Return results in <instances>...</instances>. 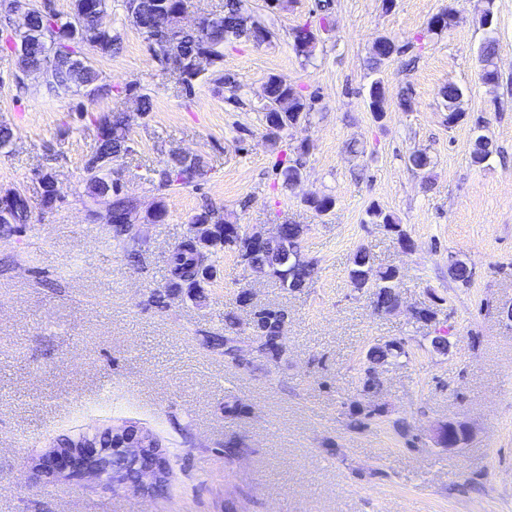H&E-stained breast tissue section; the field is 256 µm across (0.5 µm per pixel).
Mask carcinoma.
Instances as JSON below:
<instances>
[{
  "instance_id": "cac0c4a2",
  "label": "carcinoma",
  "mask_w": 512,
  "mask_h": 512,
  "mask_svg": "<svg viewBox=\"0 0 512 512\" xmlns=\"http://www.w3.org/2000/svg\"><path fill=\"white\" fill-rule=\"evenodd\" d=\"M167 12L157 15V0H124V7L130 21L148 40L150 47L162 68H168L172 58L190 60L200 58L206 65L194 70L180 69L176 72L183 95L190 97L195 91V81L204 74H209L211 82L217 88L235 87L234 78L216 69L224 57V45L235 39L254 41L259 38H271V31L261 22L252 19L244 9L243 0H224L221 12L198 27L186 28L179 25L178 15L184 11V0H167ZM107 10V0H72L70 13L63 17L46 0L43 6L33 8L28 15L16 21L13 19V0H0V15L3 16L4 30L0 39L9 49L19 48L17 52L18 67H40L48 64V52L56 46L62 61L51 67L49 79L45 82L51 93L67 91L74 87L84 89L86 95L95 97L103 92H112V86L103 83L99 70L83 52L87 47L95 54L112 56L122 49L119 34L103 27L99 16ZM454 15L445 10L431 18L428 30L441 34L452 25ZM292 43H300L304 49L298 56L309 59L317 46V30L308 22L299 24L289 33ZM399 50L395 42L387 37L375 40L372 46L371 62L375 70L390 59V55ZM496 42L493 39L484 42L482 62H484L483 79L494 83L498 80V71L494 66ZM268 98L264 104L266 127H274L280 133L296 122L308 120L311 106L306 98L293 85L280 77L271 75L267 79ZM444 106L448 110V124L454 125L465 116L462 107V90L450 83L440 92ZM386 88L383 79L372 82L368 90L367 106L375 118L381 119L386 113ZM97 123V146L86 160L83 173L89 194L98 202L106 205L107 221L112 224V237L125 241L131 237L127 215L134 213V221H139L137 202L114 187L103 173L112 167V162L133 151L134 140L131 138L126 116L119 110L102 116ZM305 147L297 148V157L288 160V164L278 169L281 186L290 187L303 176L304 162L302 156ZM493 153L491 140L479 136L475 140L472 162L482 164ZM205 175L204 162L198 156L172 153L158 170V189L167 190L186 187ZM8 209L9 217L0 220V231L12 230L14 224H26L30 219L29 205L26 197L16 190L13 200L7 202L0 197ZM368 223L382 224L398 236L403 249L411 248V241L406 236L392 214L373 205L367 210ZM192 230L169 253L167 264L171 274V287L175 290L187 289L188 296L195 300L204 297V288L208 282L201 275H213L216 269L212 257L225 250L233 251L238 258L256 265L265 274L276 278L282 288L295 292L309 286L312 279L311 264L297 261L282 263L290 253L298 254L303 249L304 230L298 224L280 225L279 235L263 243L255 242L242 226L231 222L212 208L195 214L190 221ZM371 272V287L375 288L374 307L394 312L399 306L400 270L396 266L374 268L369 250L360 246L353 253L349 269V280L354 290L360 291L364 286V272ZM238 308H249L252 317L246 323L250 336L247 343L253 350L239 356L229 336H207L205 343L211 348H224V362L237 368L247 369L254 359L260 358L271 366H276L288 353L285 328L288 315L281 308L259 306L254 302L253 294L243 289L235 297ZM411 354L409 345L402 340L378 341L372 344L365 355L366 362L380 367L390 364ZM385 410L359 404L351 409L349 427L361 430L369 421L382 417ZM437 430L446 435L452 434V442L459 447L467 444L463 426L458 422L447 421L438 424Z\"/></svg>"
}]
</instances>
